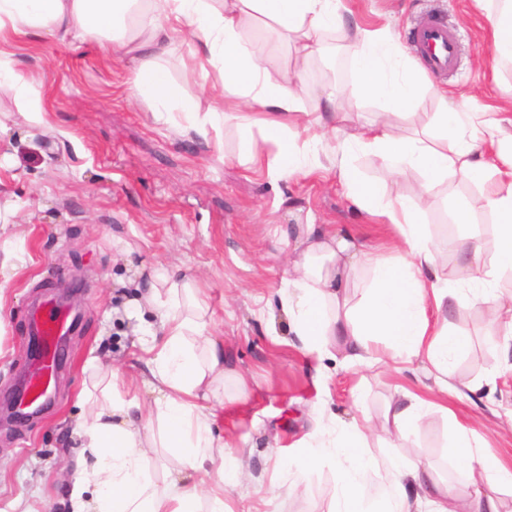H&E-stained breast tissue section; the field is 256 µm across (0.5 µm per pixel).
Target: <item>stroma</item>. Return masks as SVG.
I'll list each match as a JSON object with an SVG mask.
<instances>
[{
	"instance_id": "obj_1",
	"label": "stroma",
	"mask_w": 512,
	"mask_h": 512,
	"mask_svg": "<svg viewBox=\"0 0 512 512\" xmlns=\"http://www.w3.org/2000/svg\"><path fill=\"white\" fill-rule=\"evenodd\" d=\"M349 5L354 21L389 27L405 48L410 42L404 21L441 16L461 34L459 65L450 75L427 72V80L446 89L449 99L469 98L475 112L512 95V70L492 74L489 25L478 0H349ZM245 35L262 48L270 70H289L293 48L269 25L256 22ZM323 40L332 54L311 60L305 90L322 91L329 84L325 70L337 71L336 83L345 89L337 106L348 113V127L367 124L380 106L351 92L357 82L352 47L332 31L324 32ZM194 51V42L183 39L177 56L164 66L171 83L205 105L206 82L189 66ZM0 52L29 78L43 106L38 121H27L18 111L16 89L0 84V113L9 116L0 132V203L12 202L8 221L23 232L16 240L0 239V249L10 246L32 257L27 267L0 273L7 288L0 314L1 394L16 388L28 368L33 305L69 291L80 312L54 374L51 404L26 422L0 421V512L18 499L33 512H56L72 477L64 441L78 420L79 396L95 382L93 365L121 366L129 377L122 392L138 394L130 377L141 366V351L120 282L159 265L185 269L205 290L206 331L223 340L232 367L248 382L243 393L231 382L224 389V438L244 455L250 471L230 492L235 508L329 512L339 491L332 465L318 467L305 493L275 484L291 445L318 416L346 422L359 405L381 416L396 384L423 395L428 379L420 369L348 371L333 357L318 360L290 344L277 297L288 276L282 230L290 224L345 226L370 246L384 240L386 228L352 205L330 166L274 183L265 170L248 171L236 163L243 146L236 126L224 128L217 150L184 121L156 120L144 103L127 95L131 59L105 56L95 40L71 46L12 35L0 42ZM476 191L471 183L442 181L420 215L448 254L446 274L452 281L464 263L456 237L471 225H458L453 237L442 226ZM448 321L469 341L455 374L471 386L466 398L448 405L487 451L511 464L512 426L505 415L512 411V348L488 341L486 313L472 293L449 302ZM319 371L325 375L320 384ZM451 438L448 419L433 412L407 440L369 438L368 452L382 461L427 459L463 493L470 475L449 453Z\"/></svg>"
}]
</instances>
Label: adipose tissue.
Returning <instances> with one entry per match:
<instances>
[{
	"instance_id": "ef3b65f1",
	"label": "adipose tissue",
	"mask_w": 512,
	"mask_h": 512,
	"mask_svg": "<svg viewBox=\"0 0 512 512\" xmlns=\"http://www.w3.org/2000/svg\"><path fill=\"white\" fill-rule=\"evenodd\" d=\"M137 2L0 0V36L72 45L100 37L103 52L135 62L128 95L147 103L156 118L181 113L204 138L227 123L247 135L259 132L276 147L274 159L265 161L249 142L237 162L248 170L266 167L275 181L308 175L328 157L353 204L394 231L382 249L323 224H296L287 232L292 246L279 305L297 345L320 357L341 346L349 367L415 364L433 382L429 400L396 389L379 418L362 411L348 423L316 420L291 458L289 493L305 490L316 465L332 459L339 466L334 512H501V493L512 489V467L472 444L471 430L461 421L453 423L450 452L470 471L472 489L463 495L436 479L424 459L378 464L365 441L382 434L407 439L429 412L447 411L448 399L465 395L453 366L467 342L452 333L445 316L458 294L443 275L445 255L419 218L447 177L480 187L459 216L488 213L495 219L493 234L460 237L467 260L459 275L486 310L490 341L512 342V291L496 286L512 272V113L491 104L477 114L462 98L427 113L421 129L396 133V120L418 109L435 88L387 30L346 24L343 0H149L141 12ZM482 2L492 30L493 67L512 66V0ZM263 18L291 41L292 74L271 72L246 39L248 25ZM336 28L354 47L358 93L381 106L377 118L353 136L341 126L335 89H327L307 113L299 93L310 58L328 51L322 32ZM183 35L197 43V62L213 93L210 105L184 96L162 67ZM358 152L375 157L388 180L359 176L352 166ZM409 171L421 176L410 198L400 188ZM491 253L496 262L488 261ZM356 288L361 296L355 300ZM205 305L193 282L169 271H152L141 284L132 314L143 321L145 356L137 380L147 397L122 396L123 372H107L103 403L71 431L80 451L67 512H231L225 498L243 468L239 452L220 433L218 409L225 381L241 385L245 378L227 366L223 341L207 335ZM157 448L171 456L158 483L145 474ZM381 467L386 478L368 493L365 477Z\"/></svg>"
}]
</instances>
